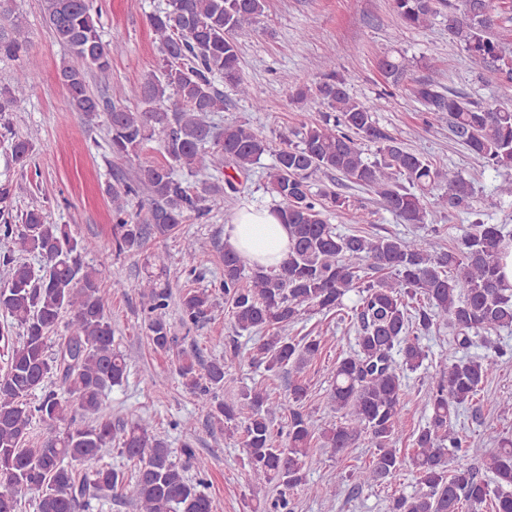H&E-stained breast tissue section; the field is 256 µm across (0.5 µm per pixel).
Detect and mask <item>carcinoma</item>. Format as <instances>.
I'll use <instances>...</instances> for the list:
<instances>
[{"label":"carcinoma","instance_id":"obj_1","mask_svg":"<svg viewBox=\"0 0 512 512\" xmlns=\"http://www.w3.org/2000/svg\"><path fill=\"white\" fill-rule=\"evenodd\" d=\"M401 22L425 28L445 13L448 39L475 61L489 63L500 80L512 83V62L505 61L499 40L501 16L491 0H392ZM266 0H168V7L148 17L160 46L158 73L141 86L145 107L106 102L89 88L90 70L111 69L112 43L102 40L92 0H44V21L57 42L72 55L62 67L73 111L85 124L109 123L108 148L117 159L139 155L144 142L158 136L162 160L143 167L139 175L108 189L112 204V241L119 254L140 252L150 235L165 238L192 218L224 209V189H197L174 175L220 172L235 165L247 175L261 157L275 156L267 173V190L279 197L278 215L288 225L287 260L277 270L252 265L226 248L224 304L240 331L273 330L255 347L265 370L295 372L288 381L286 434L274 430L272 415L284 406L261 387L238 397L219 395L224 389V361L201 366L183 353L176 372L183 388L194 395L212 428L250 413L241 421L243 447L253 482L276 481L279 487L268 512H293L291 493L306 486V472L317 465L311 453L314 433L303 411L308 385L300 376L304 365L322 355L323 336L297 341L282 331L309 308L330 311L359 287L360 269L367 266L390 276L361 288L352 310L355 348L339 357L328 393L341 422L320 433L322 447L344 453L362 434L374 445L371 463L359 472L351 493L362 485L395 478L408 466L421 491L390 498L387 512H512V439L491 436L497 448L485 458V473L456 465L469 451L455 429L460 410L478 401L482 388L507 350L492 333L512 328V286L503 280L505 249L512 235L487 224L473 208V190L462 175L437 169L423 155L381 130L374 119L379 99L351 96L337 74L333 51L323 58L322 80L297 89L328 109L322 119L302 127L298 143L267 139L246 123L222 127L213 122L224 111V95L214 89L220 79L238 94L250 91L241 78L239 36L257 22ZM0 57L21 61L13 84L0 87V143L8 162L20 169L31 165L34 139L18 133L12 112L35 88L39 63L19 25L0 34ZM386 82L397 87L407 79L406 60L386 57L379 63ZM423 109L447 116L448 129L467 146L484 169L512 168V101L479 103L444 94L431 80L410 88ZM375 159L367 158L369 145ZM335 172L376 194L385 210L403 224L428 226L434 213L454 209L473 216L446 251L433 249L432 239L341 233L328 224L326 204L342 210L345 197L335 191L317 194L310 179ZM146 197L152 206L141 224L128 210L132 199ZM6 276L0 281V343L6 349L0 370V512H19L22 497L35 493V512H77L87 499H102L130 489L139 512H213L211 498L185 476V466L208 471L205 460L184 443L185 464L173 461L172 450L152 424L139 417L120 425L101 412L103 394L127 379L129 357L112 347V294L100 286L95 268L83 261L82 242L70 225L52 224L39 207L20 214V223L0 227ZM40 258L34 269L15 253ZM134 292L147 312L146 335L157 351L171 350L175 336L166 318L171 289L148 275L119 284ZM213 306L206 288H190L179 299V321L198 326ZM68 316L66 334L55 336L59 320ZM452 325L462 347L475 344L480 355L439 362L438 380L429 387L427 424L413 433L412 453L396 448L405 425V372L422 367L429 352L422 338L432 328ZM48 426L40 440L30 436L33 421ZM136 462L135 475L98 468L108 445ZM90 467L79 479L73 463Z\"/></svg>","mask_w":512,"mask_h":512}]
</instances>
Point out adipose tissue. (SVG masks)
Wrapping results in <instances>:
<instances>
[{"label": "adipose tissue", "instance_id": "1", "mask_svg": "<svg viewBox=\"0 0 512 512\" xmlns=\"http://www.w3.org/2000/svg\"><path fill=\"white\" fill-rule=\"evenodd\" d=\"M224 240L249 262L275 269L285 259L291 237L272 205L252 204L237 210L224 228Z\"/></svg>", "mask_w": 512, "mask_h": 512}]
</instances>
